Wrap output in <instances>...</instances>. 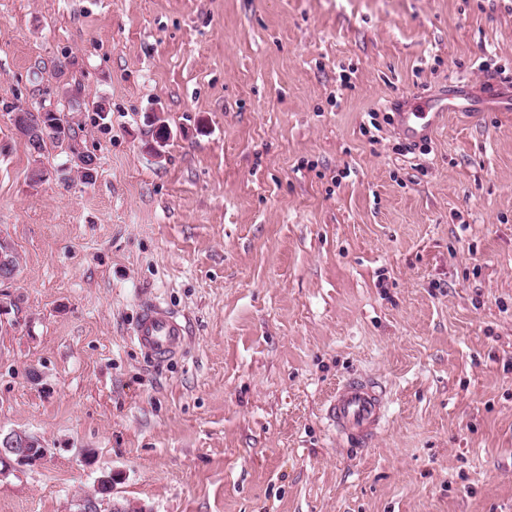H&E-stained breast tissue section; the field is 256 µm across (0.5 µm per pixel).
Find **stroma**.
I'll return each instance as SVG.
<instances>
[{"label":"stroma","instance_id":"1","mask_svg":"<svg viewBox=\"0 0 512 512\" xmlns=\"http://www.w3.org/2000/svg\"><path fill=\"white\" fill-rule=\"evenodd\" d=\"M499 69L512 0H0V437L47 450L0 512L109 472L152 512H512V112L389 119ZM19 104L70 147L32 157ZM147 299L187 325L163 365ZM353 374L390 397L364 447L325 419ZM468 108L456 95L448 97L444 103L424 98L402 101L396 112L397 130L405 139L418 142L432 134L445 112H470ZM29 109H19L17 112H22L24 113L27 117L25 118H21V125H22V129L20 130L21 133H22V137H26L25 135V130H26V127H23V125L26 123L27 120H30V121H35V120H38V119H41L43 124L45 125V127H48L50 128L51 132H52V135L49 136V140L48 142L52 143V144H56L57 146H63V143L66 141V136L68 137V140H72V129H71V126L68 124L67 126V129L64 128V129H61L60 126L56 125L54 123V121H57L58 119L61 120L60 116H61V113L59 112V117H56L53 115V113H56V112H36V115L34 112H28ZM17 112L16 114H12L11 115V121L13 123V126H14V122L17 118ZM26 143H27V146L31 152V154H37L40 155L44 149L46 148L47 146V141H41V142H33L32 140L28 139V138H24ZM132 335L146 358L163 364L182 349L187 330L177 314L157 301H148L139 307Z\"/></svg>","mask_w":512,"mask_h":512}]
</instances>
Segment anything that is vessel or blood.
<instances>
[{"instance_id": "obj_1", "label": "vessel or blood", "mask_w": 512, "mask_h": 512, "mask_svg": "<svg viewBox=\"0 0 512 512\" xmlns=\"http://www.w3.org/2000/svg\"><path fill=\"white\" fill-rule=\"evenodd\" d=\"M467 106L457 96L447 102L419 98L403 103L396 114L398 132L412 142L429 137L448 112H463ZM187 336L184 322L156 301L142 303L132 339L146 358L169 362L183 347ZM386 397L377 381L351 376L338 383L326 407V415L343 440L366 444L377 433L386 412Z\"/></svg>"}]
</instances>
